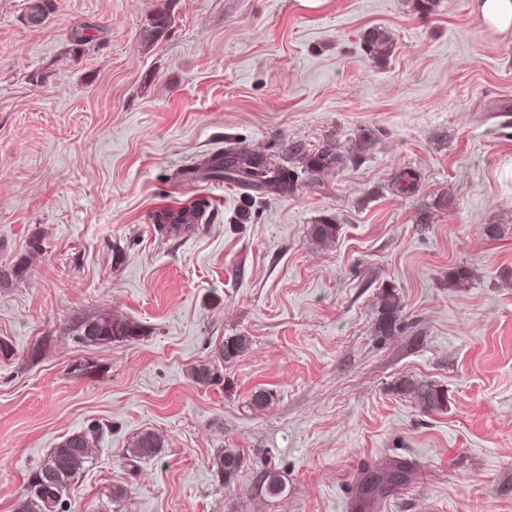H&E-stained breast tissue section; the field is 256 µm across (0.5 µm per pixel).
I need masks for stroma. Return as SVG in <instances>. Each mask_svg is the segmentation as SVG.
I'll use <instances>...</instances> for the list:
<instances>
[{
	"instance_id": "stroma-1",
	"label": "stroma",
	"mask_w": 512,
	"mask_h": 512,
	"mask_svg": "<svg viewBox=\"0 0 512 512\" xmlns=\"http://www.w3.org/2000/svg\"><path fill=\"white\" fill-rule=\"evenodd\" d=\"M27 5L0 0V270H22L0 287V512L91 426L68 512H351L385 458L413 472L381 512H512V28L478 0H55L37 27ZM165 7L168 33L144 42ZM372 29L389 56L367 53ZM230 147L273 169L345 163L258 195L204 172ZM404 168L421 176L409 197ZM186 206L195 232L158 231ZM459 266L469 287L450 285ZM389 291L402 308L382 336ZM103 311L139 337L81 343ZM240 335L223 382L196 383ZM145 430L163 446L129 466ZM227 449L243 466L225 484ZM171 23V15L168 11L157 10L145 18L141 34L148 41L158 40L167 32ZM366 50L373 58L388 56L392 50L389 36L379 29L369 31L366 36ZM158 217H160L161 223H175L178 228L183 227L185 231L194 229V223H198L201 220L200 213L195 207L181 210H165ZM248 342L245 336L226 338L218 351L221 366L223 367L224 363L234 362L247 349ZM400 390L413 395V398L426 411L440 410L447 405V397L428 382L404 380ZM241 455L236 451L224 450V454L215 457L213 463L218 476L224 477V482L233 481L242 467Z\"/></svg>"
}]
</instances>
